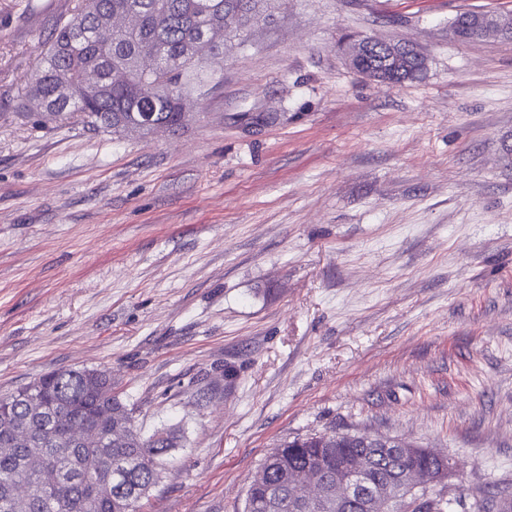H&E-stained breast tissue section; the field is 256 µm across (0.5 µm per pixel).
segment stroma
I'll return each mask as SVG.
<instances>
[{"instance_id": "1", "label": "stroma", "mask_w": 512, "mask_h": 512, "mask_svg": "<svg viewBox=\"0 0 512 512\" xmlns=\"http://www.w3.org/2000/svg\"><path fill=\"white\" fill-rule=\"evenodd\" d=\"M76 0H0V397L111 372L143 434L179 427L140 512H242L298 436L447 456L453 512L512 493V0H279L209 59L183 130L118 137L20 87ZM354 33L418 44L372 83Z\"/></svg>"}]
</instances>
